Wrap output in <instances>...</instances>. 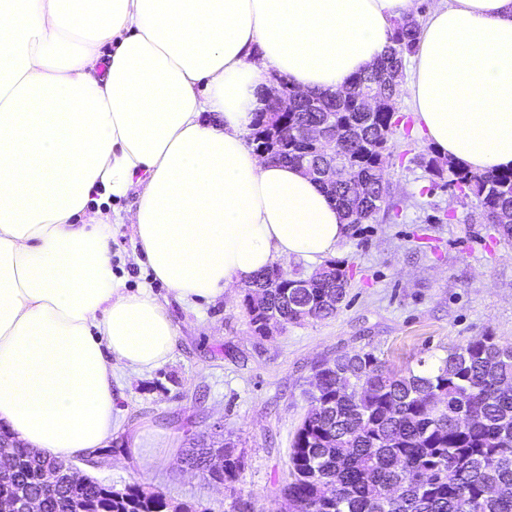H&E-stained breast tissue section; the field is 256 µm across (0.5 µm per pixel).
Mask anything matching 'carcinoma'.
I'll use <instances>...</instances> for the list:
<instances>
[{
  "label": "carcinoma",
  "mask_w": 512,
  "mask_h": 512,
  "mask_svg": "<svg viewBox=\"0 0 512 512\" xmlns=\"http://www.w3.org/2000/svg\"><path fill=\"white\" fill-rule=\"evenodd\" d=\"M419 27L414 16L395 22L385 57L343 89L315 94L321 111L300 105L276 112L268 104L256 113L248 136L275 160L316 163L322 155L301 130L332 114L339 177L323 188L350 226L369 223L389 206L388 141L401 121L400 82L390 75L414 51ZM373 88L386 102L367 116L359 101ZM448 171V186L474 198L485 222L511 241L512 167L475 173L450 163ZM310 279L315 287L294 288L295 279L277 266L259 274L245 295L252 331L266 337L289 324L335 315L347 295L341 264L329 262ZM254 290L264 293V306H253ZM316 371L321 382L318 391H308L310 409L294 435L281 489L288 512H512V344L482 335L404 371L361 348L320 362ZM0 445L14 462L0 478V494L16 486L39 493L44 476L58 474L45 512H67L74 498L86 512H190L142 484H71L66 460L27 448L7 432L0 433ZM216 453L223 455L218 468ZM185 462L232 492L243 470L229 446L191 448Z\"/></svg>",
  "instance_id": "carcinoma-1"
}]
</instances>
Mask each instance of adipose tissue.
Here are the masks:
<instances>
[{"label":"adipose tissue","instance_id":"1","mask_svg":"<svg viewBox=\"0 0 512 512\" xmlns=\"http://www.w3.org/2000/svg\"><path fill=\"white\" fill-rule=\"evenodd\" d=\"M416 0H0V429L72 458L112 434V370L165 363L176 329L112 273L131 225L154 280L195 306L277 261L336 255L337 205L246 140L283 77L334 92ZM112 52H104V45ZM404 90L428 141L512 166V0H441ZM136 193L133 211L108 201Z\"/></svg>","mask_w":512,"mask_h":512}]
</instances>
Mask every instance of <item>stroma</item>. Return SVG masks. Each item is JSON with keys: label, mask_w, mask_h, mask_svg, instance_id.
I'll use <instances>...</instances> for the list:
<instances>
[{"label": "stroma", "mask_w": 512, "mask_h": 512, "mask_svg": "<svg viewBox=\"0 0 512 512\" xmlns=\"http://www.w3.org/2000/svg\"><path fill=\"white\" fill-rule=\"evenodd\" d=\"M389 141L392 208L352 226L337 256L349 278L334 317L254 335L244 291L192 307L135 259L130 225L115 226L112 269L128 290L150 287L177 330L167 362L112 374V437L89 477L122 489L141 483L168 499L226 512L231 493L255 512H278L293 437L310 408L314 366L359 348L396 370L490 333L512 343V245L470 199L432 172L408 101ZM197 437L231 443L244 459L235 491L183 462Z\"/></svg>", "instance_id": "1"}]
</instances>
